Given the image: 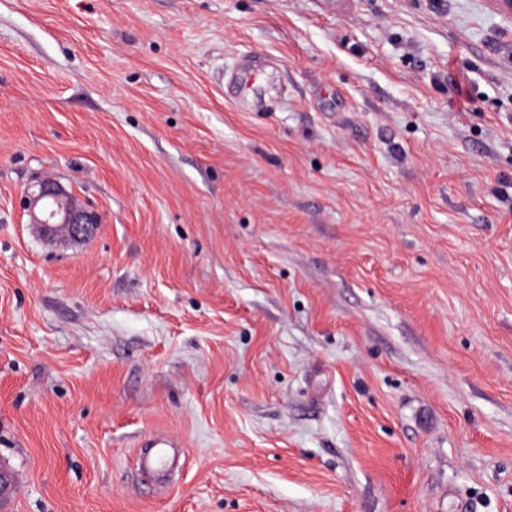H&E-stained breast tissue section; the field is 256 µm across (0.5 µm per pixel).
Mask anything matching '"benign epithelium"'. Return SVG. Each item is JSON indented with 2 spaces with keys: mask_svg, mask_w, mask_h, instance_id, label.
<instances>
[{
  "mask_svg": "<svg viewBox=\"0 0 512 512\" xmlns=\"http://www.w3.org/2000/svg\"><path fill=\"white\" fill-rule=\"evenodd\" d=\"M25 210L30 223L50 238L83 240L99 224L97 215L82 206L73 192L52 180L41 181L27 192Z\"/></svg>",
  "mask_w": 512,
  "mask_h": 512,
  "instance_id": "obj_1",
  "label": "benign epithelium"
}]
</instances>
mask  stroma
<instances>
[{
	"label": "stroma",
	"instance_id": "1",
	"mask_svg": "<svg viewBox=\"0 0 512 512\" xmlns=\"http://www.w3.org/2000/svg\"><path fill=\"white\" fill-rule=\"evenodd\" d=\"M0 467V512H512L493 0H0ZM25 210L30 224H36L50 238L83 240L99 224L97 215L82 206L72 191L52 180L41 181L27 192ZM150 448L152 450L139 458L138 466L145 471H156L167 461L172 444L167 440H154Z\"/></svg>",
	"mask_w": 512,
	"mask_h": 512
}]
</instances>
